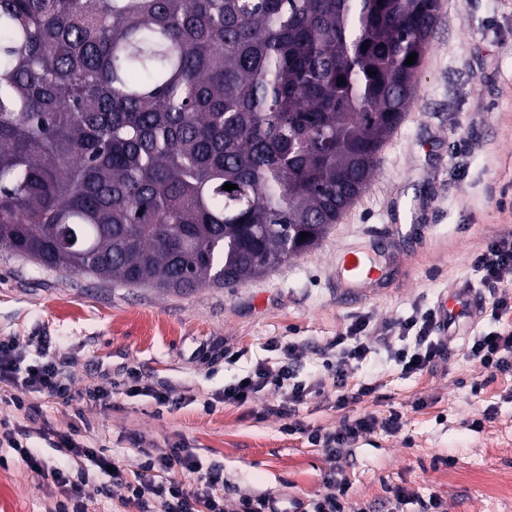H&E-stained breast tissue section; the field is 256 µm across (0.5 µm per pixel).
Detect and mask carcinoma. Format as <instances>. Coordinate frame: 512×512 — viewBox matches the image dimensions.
I'll list each match as a JSON object with an SVG mask.
<instances>
[{
	"label": "carcinoma",
	"mask_w": 512,
	"mask_h": 512,
	"mask_svg": "<svg viewBox=\"0 0 512 512\" xmlns=\"http://www.w3.org/2000/svg\"><path fill=\"white\" fill-rule=\"evenodd\" d=\"M438 8L0 0V248L174 292L301 255L414 106Z\"/></svg>",
	"instance_id": "carcinoma-1"
}]
</instances>
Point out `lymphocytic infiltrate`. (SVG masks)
I'll use <instances>...</instances> for the list:
<instances>
[{"instance_id": "1", "label": "lymphocytic infiltrate", "mask_w": 512, "mask_h": 512, "mask_svg": "<svg viewBox=\"0 0 512 512\" xmlns=\"http://www.w3.org/2000/svg\"><path fill=\"white\" fill-rule=\"evenodd\" d=\"M474 265L482 272L484 280L498 286L512 284V234L499 238L478 254ZM451 329L450 322L442 321L434 307L417 311L400 325L395 334L372 324L370 318L358 319L346 335L336 337L321 352L322 365L340 390L337 403L346 400L341 390L352 369L373 353L375 346L370 343L371 337H379V347L400 366L402 372L417 373L445 354L452 338ZM464 355L489 372H511L512 329L493 330L473 337ZM283 357V364L276 367L258 364L246 382L225 387V401L245 404L271 385L282 390L285 402L294 407L302 404L308 396L322 392L323 383L296 380L291 364L295 357L294 346H285ZM1 379L16 383L24 391L31 389L53 397H63L68 393L64 376L55 364L45 362L36 365L34 370H22L21 356L11 342H0ZM398 424L399 417L395 414L385 418L366 415L344 421L336 430L315 433L310 441L336 458L360 435L378 428L394 429ZM54 445L65 449L72 457L91 461L100 471L110 475L115 486L130 494L139 512H288L287 508L281 507L279 497L271 493L245 496L233 505H226L216 493L223 481L222 475L214 470L202 471L196 453L190 448H173L160 456L145 454L139 470L127 480L114 460L102 451L77 445L68 434H58ZM186 473L196 475V489L185 487L181 477ZM349 490L350 484L342 469L330 471L324 479L323 493L310 501L309 512H366L362 507L349 508Z\"/></svg>"}]
</instances>
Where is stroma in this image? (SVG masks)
<instances>
[{
    "mask_svg": "<svg viewBox=\"0 0 512 512\" xmlns=\"http://www.w3.org/2000/svg\"><path fill=\"white\" fill-rule=\"evenodd\" d=\"M415 107L384 146L374 177L314 248L233 288L187 293L105 282L46 269L0 249V341L19 347L24 365L55 363L70 378L61 399L0 380V512H52L62 488L30 468L11 441L47 464H72L55 433L103 449L131 476L140 448L194 449L224 473L228 502L285 493L308 502L333 467L309 433L333 431L363 415H399L398 430L361 435L343 451L354 503L380 512L391 489L438 499L444 512H512V372L495 375L463 357L470 336L497 329L485 313L457 330L450 349L406 374L379 354L348 385L377 384L359 402L337 406L334 387L297 405L300 430L284 431L269 413L283 397L273 387L252 402L224 400L226 386L257 363L282 359L295 344L299 379L324 373L320 352L367 317L394 327L461 288L490 301L494 290L473 265L512 234V0H440L430 48L416 77ZM357 249L385 267L379 280H341L339 256ZM139 375L129 391L130 375ZM107 392L106 405L90 401ZM169 392L174 409L154 392ZM25 406L16 409L14 397ZM448 456L452 465L436 459ZM111 478L91 472L88 512H138L101 494Z\"/></svg>",
    "mask_w": 512,
    "mask_h": 512,
    "instance_id": "stroma-1",
    "label": "stroma"
}]
</instances>
